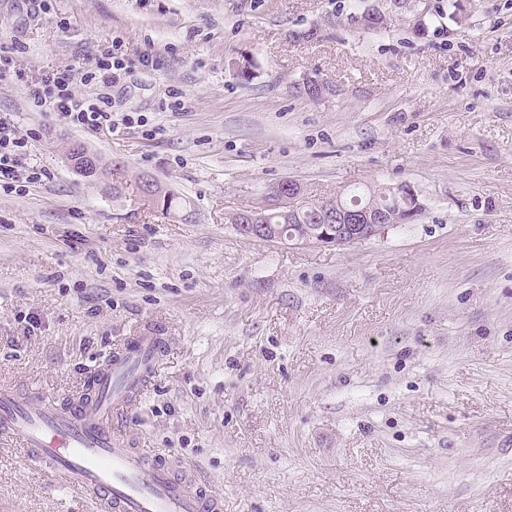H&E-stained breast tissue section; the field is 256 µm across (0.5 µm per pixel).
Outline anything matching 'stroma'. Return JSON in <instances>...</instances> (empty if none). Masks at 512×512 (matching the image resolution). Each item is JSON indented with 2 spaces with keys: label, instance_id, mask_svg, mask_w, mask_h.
Segmentation results:
<instances>
[{
  "label": "stroma",
  "instance_id": "1",
  "mask_svg": "<svg viewBox=\"0 0 512 512\" xmlns=\"http://www.w3.org/2000/svg\"><path fill=\"white\" fill-rule=\"evenodd\" d=\"M372 7L387 28L353 22ZM0 42V114L48 172L0 187V385L67 405L152 327L169 342L123 432L224 512H512V0H0ZM112 45V109L145 125L34 107L43 74ZM316 70L335 94L295 95ZM142 173L190 218L144 204ZM284 179L407 183L424 210L340 248L227 224ZM0 512L97 510L0 440Z\"/></svg>",
  "mask_w": 512,
  "mask_h": 512
}]
</instances>
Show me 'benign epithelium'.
<instances>
[{
    "instance_id": "7a95c632",
    "label": "benign epithelium",
    "mask_w": 512,
    "mask_h": 512,
    "mask_svg": "<svg viewBox=\"0 0 512 512\" xmlns=\"http://www.w3.org/2000/svg\"><path fill=\"white\" fill-rule=\"evenodd\" d=\"M412 195L410 206V221H415L423 211L413 188L399 185L390 188L393 198L407 199ZM305 199L302 195L301 185L292 180L284 179L273 186L266 194L261 205L242 214L243 223L236 225L242 236L251 240L268 243H285L284 226L281 224H266L263 222L265 213L278 211L288 215V221H293V214L297 212L300 202ZM331 214L321 216L322 223L309 224L301 233L292 237V244L303 246H323L332 243L336 246H348L356 243L362 237L382 234L390 227L391 216L386 209L346 210L336 212V223L330 224Z\"/></svg>"
}]
</instances>
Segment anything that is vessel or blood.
<instances>
[{
  "label": "vessel or blood",
  "mask_w": 512,
  "mask_h": 512,
  "mask_svg": "<svg viewBox=\"0 0 512 512\" xmlns=\"http://www.w3.org/2000/svg\"><path fill=\"white\" fill-rule=\"evenodd\" d=\"M165 343L152 330L130 337L124 353L95 371V396L65 409L0 388V436L15 441L45 473L91 495L103 512H223L222 499L189 488L166 459L127 447L121 435L131 391Z\"/></svg>",
  "instance_id": "obj_1"
}]
</instances>
